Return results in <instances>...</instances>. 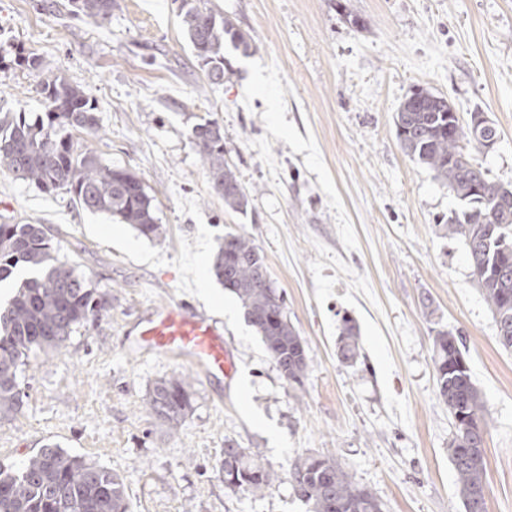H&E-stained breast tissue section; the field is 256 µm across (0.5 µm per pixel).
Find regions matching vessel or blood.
<instances>
[{"instance_id":"obj_1","label":"vessel or blood","mask_w":512,"mask_h":512,"mask_svg":"<svg viewBox=\"0 0 512 512\" xmlns=\"http://www.w3.org/2000/svg\"><path fill=\"white\" fill-rule=\"evenodd\" d=\"M144 348L200 369L206 377L232 378L236 359L217 321L205 311L182 305L156 309L137 324Z\"/></svg>"}]
</instances>
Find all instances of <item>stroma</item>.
<instances>
[{
	"instance_id": "35a3bbf8",
	"label": "stroma",
	"mask_w": 512,
	"mask_h": 512,
	"mask_svg": "<svg viewBox=\"0 0 512 512\" xmlns=\"http://www.w3.org/2000/svg\"><path fill=\"white\" fill-rule=\"evenodd\" d=\"M247 31L255 53L226 47L212 84L175 0H116L109 23L74 18L69 0H0V117L41 111L39 83L81 85L100 130L79 147L135 172L155 199L160 240L76 209L0 171V224H41L107 300L64 348L19 376L23 406L0 422V468L55 446L118 473L128 512H309L290 471L327 455L368 487L384 512H465L437 395V330L460 332L486 423L487 512H512V352L446 224L461 203L412 161L394 117L410 90L445 96L461 122L495 123L493 152L470 148L489 179L512 184V0H209ZM34 55L43 69L18 63ZM218 122L224 157L249 197L246 212L210 187L191 129ZM248 236L306 343L293 388L236 298L219 282L201 294L200 263L226 233ZM211 315L237 357L231 382L141 347L139 317L161 305ZM360 356L341 361L343 317ZM192 382L178 430L150 413L156 382ZM270 464L275 486L229 487L227 447Z\"/></svg>"
}]
</instances>
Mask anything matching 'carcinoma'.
<instances>
[{
    "label": "carcinoma",
    "mask_w": 512,
    "mask_h": 512,
    "mask_svg": "<svg viewBox=\"0 0 512 512\" xmlns=\"http://www.w3.org/2000/svg\"><path fill=\"white\" fill-rule=\"evenodd\" d=\"M71 14L102 25L112 17L115 0H70ZM178 16L198 64L211 83H224V47L257 49L251 38L205 0H179ZM44 111L17 112L0 120V168L44 192L63 190L82 210L106 214L131 225L139 235H162L154 197L129 169L114 167L95 153L81 150L75 135L99 131L97 106L77 85L61 76L40 84ZM427 90L410 91L395 115L396 135L410 159L429 169L462 204L448 220V235L461 238L472 274L491 307L500 346L512 350V185L488 179L465 151L478 145L481 131L459 124L448 133V110L423 106ZM213 122L192 128V143L212 189L234 211L249 199L233 168L224 160V135H212ZM58 248L39 224H0V283L21 267V280L8 305L0 309V421L11 420L22 406L18 372L30 356L58 352L71 333L104 306L96 287L74 267L61 262ZM265 261L243 234L227 233L218 245L213 271L224 289L241 303L248 322L289 384L303 385L308 370L304 341L288 321L283 294L264 280ZM340 353L359 356L356 325L342 318ZM463 338L439 330L433 338L438 397L448 407L454 434L448 457L457 477L465 512H486L485 429L483 402L466 361ZM146 406L175 431L192 409V384L180 376L157 382ZM222 469L235 476V488L250 494L271 489L278 479L268 464L241 448L224 449ZM290 478L310 512H383L382 503L365 486L354 483L325 455L298 460ZM0 512H127L123 479L100 465L57 448L31 456L17 471L0 470Z\"/></svg>",
    "instance_id": "obj_1"
}]
</instances>
